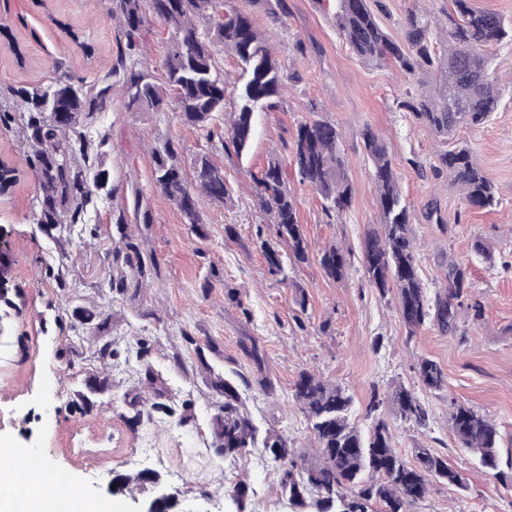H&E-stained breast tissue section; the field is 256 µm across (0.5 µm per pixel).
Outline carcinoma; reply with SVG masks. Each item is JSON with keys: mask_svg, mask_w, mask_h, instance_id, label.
<instances>
[{"mask_svg": "<svg viewBox=\"0 0 512 512\" xmlns=\"http://www.w3.org/2000/svg\"><path fill=\"white\" fill-rule=\"evenodd\" d=\"M112 15L121 21L125 39L118 67L123 71L125 106L133 112H161L171 97L185 121L209 127L216 114L224 111V79L215 67L216 48L237 58L245 80L225 131L224 149L231 148L239 156L247 151L254 137L255 113L276 107L283 90L279 61L252 15L223 6L220 0H112ZM150 15L170 27L164 60L166 95L148 65L138 59L140 32ZM334 20L345 43L365 63L392 65L415 80L401 107L436 134L448 137L461 125L484 124L497 111L500 96L493 71L494 49L512 43V24L499 14L475 8L471 0H453V10L445 14L442 28L448 43L442 55L433 48L437 22L426 11L406 15L401 42L381 26L369 0H336ZM109 92L108 86L96 91L83 81L61 80L17 90L28 145L25 161L37 172L39 181L34 219L48 234L65 223H77L93 198L108 186L107 170L81 169L75 159L87 155L90 142L83 132L84 123L103 106ZM450 100L461 111H448ZM340 138L335 124L306 121L298 126L289 151L300 180L320 194L327 212L336 214L349 208L353 195ZM362 141L380 215V228L370 231L363 242L367 280L383 295L396 290L400 316L409 334L427 324L446 333L456 327L463 300L468 298L471 282L467 271L459 265L449 267L444 291L428 298L418 275L414 215L403 200L388 146L370 127L363 129ZM153 160L156 187L176 205L195 234L204 236L196 195L202 191L215 202H226L232 189L224 169L204 155L194 160V177L188 180L169 140L154 149ZM287 170L288 165L275 154L254 177L259 209L276 225V239L262 240L259 245L272 277L290 262H307L310 252L295 199L288 190ZM432 171L436 176L448 175L462 187L467 207L497 205L496 186L468 149L443 153ZM320 265L327 276L339 280L346 259L332 247L321 253ZM112 270L116 271L112 291L131 302L140 297L145 281L157 273V265L125 235L112 247ZM77 312L80 321L90 325L91 335H109L110 318H99L87 309ZM242 349L254 365L253 379H244L242 384L257 386L267 397L274 395L260 341L249 336ZM416 375L418 383L429 390H440L446 383L440 365L431 359L418 362ZM207 382L222 398L213 418L216 452L234 460L253 448L263 449L264 457L280 473L288 512H376L377 503L383 505V512H410V506L426 496L434 481L467 488L463 475L431 449H414L412 462L398 453L389 422L379 413L384 400L377 391L368 405L370 425L363 431L350 422L352 397L345 388L301 371L293 398L317 441L312 456L288 446V439L274 429L261 431L248 415L234 379L211 373ZM391 399L402 420L427 425L426 407L414 390L400 385ZM123 403L131 410L126 420L132 424L155 412L168 417L176 413L173 397L161 386L148 398L127 392ZM450 422L462 449L474 455L488 474L497 476V424L462 404L453 407ZM230 498L236 512H250L249 484H235Z\"/></svg>", "mask_w": 512, "mask_h": 512, "instance_id": "obj_1", "label": "carcinoma"}]
</instances>
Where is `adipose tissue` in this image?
<instances>
[{
    "label": "adipose tissue",
    "mask_w": 512,
    "mask_h": 512,
    "mask_svg": "<svg viewBox=\"0 0 512 512\" xmlns=\"http://www.w3.org/2000/svg\"><path fill=\"white\" fill-rule=\"evenodd\" d=\"M17 462L0 464V512H103L99 503H89L73 492H60L50 485H18Z\"/></svg>",
    "instance_id": "obj_1"
}]
</instances>
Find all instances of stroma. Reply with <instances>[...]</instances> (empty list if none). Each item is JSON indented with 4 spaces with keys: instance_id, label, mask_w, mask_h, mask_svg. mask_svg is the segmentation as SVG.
Returning <instances> with one entry per match:
<instances>
[{
    "instance_id": "1",
    "label": "stroma",
    "mask_w": 512,
    "mask_h": 512,
    "mask_svg": "<svg viewBox=\"0 0 512 512\" xmlns=\"http://www.w3.org/2000/svg\"><path fill=\"white\" fill-rule=\"evenodd\" d=\"M252 14L269 36L281 64L284 93L273 110L260 113L247 154L225 151L222 136L241 84L232 56L218 52L224 76V110L210 128L187 124L175 107L131 112L113 68L124 36L111 0H10L0 5V108L15 110L14 88L50 80H83L112 94L84 131L93 147L88 167H102L112 180L110 195L94 199L81 223L49 235L34 220L37 175L23 160L24 145L0 129V159L19 170V181L0 201V237L10 258L9 296L0 304V449L38 456L50 473L66 471L69 485L90 502L112 503L114 512H139L147 490L136 495L107 492L113 472L158 471L180 494L179 512H235L228 496L240 479L254 491L256 512H288L278 471L260 449L230 461L213 446L216 397L209 373L252 363L241 343L262 342L274 396L244 391L245 405L260 430L285 434L291 447L311 450L314 439L292 397L302 370L345 387L354 399L350 419L367 428L373 392L402 383L415 387L428 409L427 427L403 421L392 405L381 412L395 447L412 459L417 446L445 456L466 479V489L432 482L412 512H512V43L497 51L501 103L481 125H463L447 138L416 122L403 109L412 81L389 65L369 66L355 56L336 30L333 0H286L287 12H270L267 0H232ZM449 0H380L374 11L385 30L402 40L401 22L414 9L441 16ZM169 31L148 18L139 55L157 83H164ZM91 43L84 56L82 43ZM323 119L341 131L352 203L335 215L325 212L318 193L289 173L298 220L311 254L289 265L288 280L272 278L259 248L276 237L270 216L256 202L253 173L270 155L288 157L300 123ZM372 127L386 141L404 199L415 215L419 275L428 295L446 285L449 265H463L471 295L483 316L462 311L455 329L440 333L427 325L408 336L395 292L380 294L363 270V241L377 227L379 212L361 133ZM173 141L185 174L197 156L221 166L233 187L230 200L199 195L203 235H196L176 206L153 183L152 150ZM466 148L496 185L500 202L490 209L465 207L460 189L447 176H434L440 154ZM448 218L441 231L429 221L430 206ZM124 214V224L113 217ZM129 234L159 274L131 303L113 297L108 253ZM482 242L487 255L474 250ZM336 246L347 262L342 279L320 265L323 250ZM64 286H57L56 275ZM152 318L140 317V307ZM108 316L114 354L99 359L98 338L73 315L75 308ZM145 340V358L136 355ZM181 363H174V356ZM436 361L447 377L443 390L419 387L418 360ZM152 366L185 416L160 414L129 426L121 398L142 390L144 368ZM106 381L103 392L81 406L78 391L88 376ZM494 420L501 436L502 476L477 468L450 428L454 404Z\"/></svg>"
}]
</instances>
